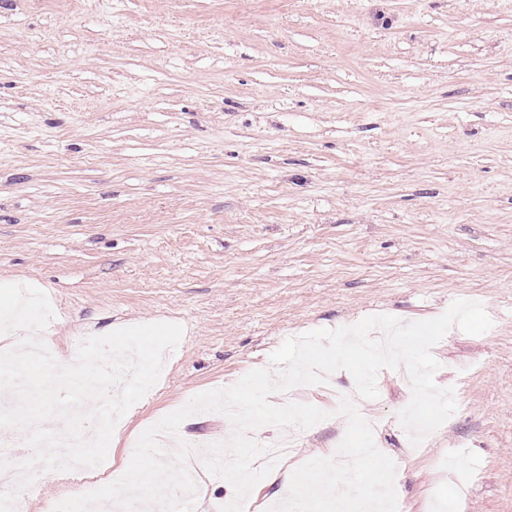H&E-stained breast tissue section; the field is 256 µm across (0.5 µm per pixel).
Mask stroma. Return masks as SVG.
<instances>
[{
	"label": "stroma",
	"mask_w": 512,
	"mask_h": 512,
	"mask_svg": "<svg viewBox=\"0 0 512 512\" xmlns=\"http://www.w3.org/2000/svg\"><path fill=\"white\" fill-rule=\"evenodd\" d=\"M45 292L58 349L184 336L123 418L146 426L266 368L286 339L481 302L435 382L457 411L406 445L400 371L359 400L407 512H512V0H0V284ZM351 374L273 394L327 419L258 485L332 458Z\"/></svg>",
	"instance_id": "35a3bbf8"
}]
</instances>
